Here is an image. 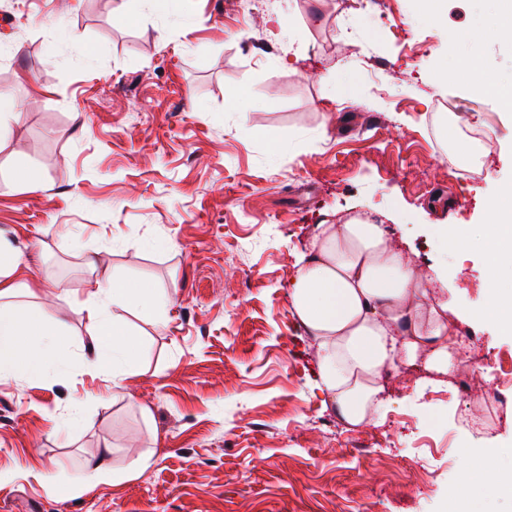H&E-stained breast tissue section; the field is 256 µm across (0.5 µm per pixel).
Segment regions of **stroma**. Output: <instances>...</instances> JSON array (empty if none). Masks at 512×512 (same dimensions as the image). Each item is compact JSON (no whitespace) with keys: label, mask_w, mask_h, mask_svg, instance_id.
Segmentation results:
<instances>
[{"label":"stroma","mask_w":512,"mask_h":512,"mask_svg":"<svg viewBox=\"0 0 512 512\" xmlns=\"http://www.w3.org/2000/svg\"><path fill=\"white\" fill-rule=\"evenodd\" d=\"M275 2L0 0V94L18 112L0 137V238L21 281L45 287L36 303L62 323L68 360L38 381L0 377V512H451L449 486L484 452L497 478L466 471L463 506L512 512V386L480 432L413 369L391 382L380 425L350 427L322 406L288 302L313 225L374 210L459 311L484 307L483 257L459 261L433 227L487 223L512 183L502 109L454 79L466 58L512 84V47L469 39L506 0H290L279 41ZM292 47L293 72L280 63ZM334 67L354 101L325 100ZM439 106L489 133L480 179L455 177L439 149ZM19 168L38 187L15 184ZM112 276L172 296L160 319L126 313L141 347L117 394L81 358L84 304ZM448 320L486 357L478 388L498 386L512 335ZM76 399L80 428L66 420ZM106 443L131 478L72 490Z\"/></svg>","instance_id":"35a3bbf8"}]
</instances>
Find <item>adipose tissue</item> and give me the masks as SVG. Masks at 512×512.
<instances>
[{
    "label": "adipose tissue",
    "mask_w": 512,
    "mask_h": 512,
    "mask_svg": "<svg viewBox=\"0 0 512 512\" xmlns=\"http://www.w3.org/2000/svg\"><path fill=\"white\" fill-rule=\"evenodd\" d=\"M509 207L478 233L439 225L463 251L485 257L484 309L467 320L494 318L512 333V186ZM15 255L0 247V376L39 380L62 370L67 360L57 347L56 326L39 311L21 307ZM292 312L312 341L318 358V388L353 426L378 424L387 403L386 379L401 367L436 375L453 374L468 357L448 325L451 302L433 296L407 250L386 225L354 217L317 225L296 264L289 285ZM170 297L146 283L98 281L86 301L92 325L83 349L87 368L111 376L113 387L133 374L137 346L121 312L159 316Z\"/></svg>",
    "instance_id": "adipose-tissue-1"
}]
</instances>
